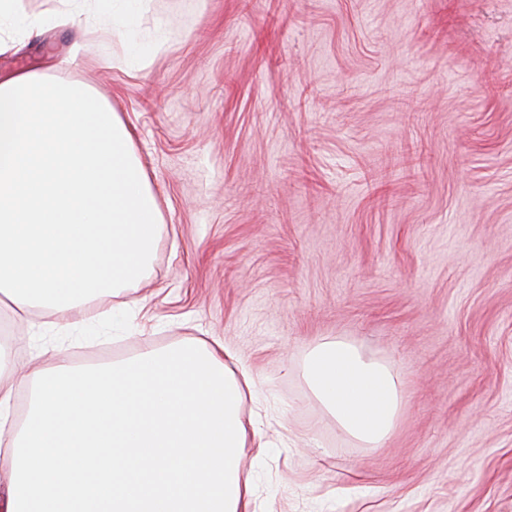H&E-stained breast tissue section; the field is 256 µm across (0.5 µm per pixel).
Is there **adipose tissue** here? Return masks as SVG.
<instances>
[{"label":"adipose tissue","mask_w":512,"mask_h":512,"mask_svg":"<svg viewBox=\"0 0 512 512\" xmlns=\"http://www.w3.org/2000/svg\"><path fill=\"white\" fill-rule=\"evenodd\" d=\"M143 0H112V32L129 58L148 44L131 39ZM223 345L149 347L92 368H33L22 424L16 393L0 382V474L5 512H252L245 446L268 453L247 432L242 409L252 369L230 368ZM306 380L341 431L372 448L393 432L401 395L392 369L353 343H318Z\"/></svg>","instance_id":"ef3b65f1"}]
</instances>
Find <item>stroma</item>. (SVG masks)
<instances>
[{"mask_svg": "<svg viewBox=\"0 0 512 512\" xmlns=\"http://www.w3.org/2000/svg\"><path fill=\"white\" fill-rule=\"evenodd\" d=\"M22 7L0 77L111 103L165 231L124 296L138 334L40 344L61 315L0 307L11 365L219 342L261 383L257 512H512V0H146L137 69L60 0ZM336 338L398 378L381 447L307 383Z\"/></svg>", "mask_w": 512, "mask_h": 512, "instance_id": "stroma-1", "label": "stroma"}]
</instances>
